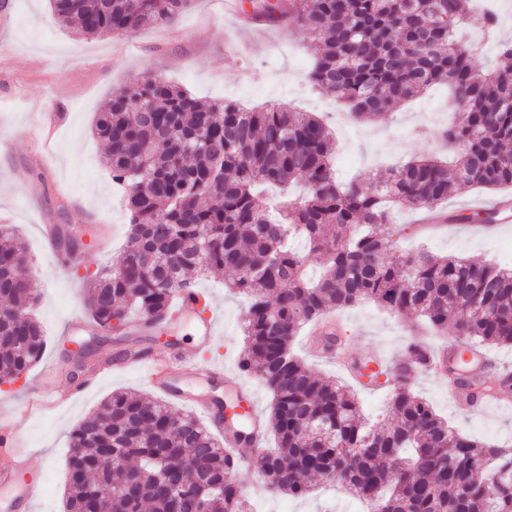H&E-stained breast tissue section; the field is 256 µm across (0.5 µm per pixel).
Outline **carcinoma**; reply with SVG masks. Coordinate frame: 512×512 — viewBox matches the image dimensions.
<instances>
[{
    "label": "carcinoma",
    "mask_w": 512,
    "mask_h": 512,
    "mask_svg": "<svg viewBox=\"0 0 512 512\" xmlns=\"http://www.w3.org/2000/svg\"><path fill=\"white\" fill-rule=\"evenodd\" d=\"M190 0H50L55 16L84 36L132 34L173 21ZM253 18L287 16L321 44L308 82L368 121L446 86L463 122L442 132L453 165L426 158L338 180L331 129L309 112L232 101L201 105L155 77L122 88L94 124L112 181L125 192L130 232L124 272L83 276L87 306L106 334L125 335L129 313L164 330L195 269L226 271L248 309L242 373L272 392L275 447L257 459L267 489L304 497L318 477L372 512H512V448L485 445L448 425L410 388L434 349L412 340L389 370L391 420L368 423L357 393L309 370L293 351L300 330L365 302L422 317L435 334L453 326L460 343L512 346V270L426 251L387 257L389 210L435 211L456 188L512 187V70L484 71L459 31L461 0H253ZM301 182L302 197L270 215L267 186ZM300 236L308 250L288 245ZM322 275L310 282L306 263ZM37 288L25 247L0 226V382L36 364L45 332L32 316ZM181 492L205 512H250L215 435L163 400L114 392L70 436L67 512H176L168 461Z\"/></svg>",
    "instance_id": "1"
}]
</instances>
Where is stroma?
<instances>
[{"label":"stroma","mask_w":512,"mask_h":512,"mask_svg":"<svg viewBox=\"0 0 512 512\" xmlns=\"http://www.w3.org/2000/svg\"><path fill=\"white\" fill-rule=\"evenodd\" d=\"M194 0L171 24L146 28L121 39L83 36L58 21L48 0H0V225L21 236L28 271L38 287L35 316L47 347L41 363L13 385L0 386V403L14 406L20 444L41 471L43 490L35 512H65L69 436L85 415L115 391L156 398L138 369L104 371L83 395L33 412L23 409L32 382L53 394L70 386L74 348L64 334L75 316L87 317L86 285L69 253L44 239L43 225L80 230L84 266L116 265L128 229L120 191L104 164V146L93 136L96 112L113 92L149 77L177 83L200 101H234L248 107L286 102L312 112L336 136V171L348 177L410 159L447 155L441 133L462 110L452 108L443 88L374 122L348 120L335 101L306 80L316 48L288 22L247 23L237 0ZM422 210H392L390 233L401 252L427 248L436 255L492 261L512 267V228L483 233L452 224H426ZM224 273L199 278L197 287L214 307L220 327L202 360L237 370L242 349L245 300L224 286ZM338 335L359 361L382 357L394 366L414 334V317L375 305L337 312ZM412 388L449 425L480 441L512 448V403L457 406L447 382L417 373ZM236 480L253 512H358V500L341 489L318 484L306 498L272 495L254 463L240 464Z\"/></svg>","instance_id":"1"}]
</instances>
